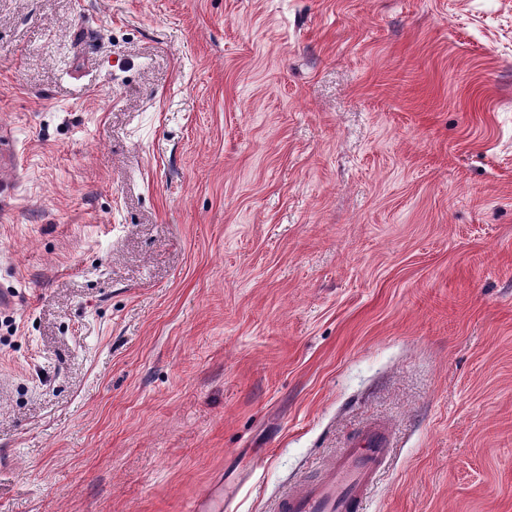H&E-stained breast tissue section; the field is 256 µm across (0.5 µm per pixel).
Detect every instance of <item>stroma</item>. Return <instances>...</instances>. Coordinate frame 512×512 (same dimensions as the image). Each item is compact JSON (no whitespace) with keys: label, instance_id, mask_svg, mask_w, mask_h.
I'll use <instances>...</instances> for the list:
<instances>
[{"label":"stroma","instance_id":"stroma-1","mask_svg":"<svg viewBox=\"0 0 512 512\" xmlns=\"http://www.w3.org/2000/svg\"><path fill=\"white\" fill-rule=\"evenodd\" d=\"M0 512H512V0H0ZM392 448V436L384 424L365 425L316 479L283 496L277 512H363Z\"/></svg>","mask_w":512,"mask_h":512}]
</instances>
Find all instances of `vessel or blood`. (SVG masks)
Segmentation results:
<instances>
[{"label": "vessel or blood", "mask_w": 512, "mask_h": 512, "mask_svg": "<svg viewBox=\"0 0 512 512\" xmlns=\"http://www.w3.org/2000/svg\"><path fill=\"white\" fill-rule=\"evenodd\" d=\"M392 448V436L384 424L365 425L316 479L283 496L277 512H364Z\"/></svg>", "instance_id": "vessel-or-blood-1"}]
</instances>
